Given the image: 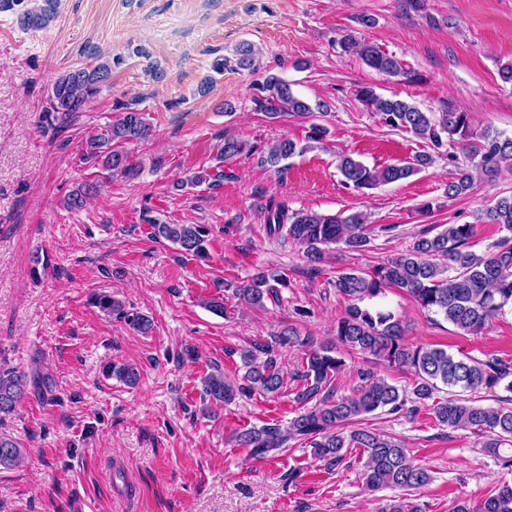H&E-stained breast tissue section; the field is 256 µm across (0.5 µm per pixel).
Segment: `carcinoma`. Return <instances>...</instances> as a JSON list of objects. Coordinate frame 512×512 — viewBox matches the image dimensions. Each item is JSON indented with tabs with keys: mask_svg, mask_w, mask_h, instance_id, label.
<instances>
[{
	"mask_svg": "<svg viewBox=\"0 0 512 512\" xmlns=\"http://www.w3.org/2000/svg\"><path fill=\"white\" fill-rule=\"evenodd\" d=\"M0 11L17 13L24 29L41 30L55 17V0H40L32 5L26 0H0ZM341 46L357 54L371 69L405 83L414 84L421 77L405 68L400 60L380 47L358 41L347 34ZM123 63L116 56L93 67L68 71L53 86L51 109L54 112H81L99 94L110 77L112 66ZM253 103L270 118L282 114L304 115L311 107L293 94L291 84L270 74L258 86ZM356 99L369 112L379 115L385 126L409 133L428 144L410 163L370 167L349 156L339 157L337 169L345 187L353 190L373 189L406 180L427 168L433 161L431 151L448 144L462 149L464 161L448 153V164L456 169L448 181L446 196L450 199L467 196L474 188V174L497 177L501 170L512 167V136L489 127L478 132L470 114L463 110L425 112L404 99L385 97L374 87L362 85L355 90ZM151 133L145 113L127 108L105 131L90 136L85 142V156L107 172L131 170L127 156L114 148L147 138ZM308 149L285 138L272 144L260 163L278 166ZM255 152V147L236 138L224 139V158L230 159ZM481 218L497 224L506 235L488 250L478 254L471 250L469 240L473 225L450 224L437 234L424 232L405 251L394 255L369 271L346 268L331 281L336 292L348 301L344 315L336 322V341L348 351L362 356L366 365L359 369L363 385L348 395H337L331 383L344 367L343 358L335 348L312 336H301L293 327H286L262 340H254L242 350L245 372L237 385L224 381L222 374L201 379L202 393L213 403L231 404L236 397L267 396L278 393L284 385L278 366L279 348L296 345L303 349L305 363L294 375L297 381L294 402L300 406L294 418L283 424L277 420L235 432L239 448L248 449L250 457H275L294 440L309 442L313 457L325 469L333 470L343 463L352 448L364 457L362 478L367 489L418 491L431 481L429 470L414 462L408 448L400 441L357 423L380 411L407 417L422 410L428 412L439 426L451 430H470L482 437L480 447L512 467V455L503 456L500 448L512 445V357L492 355L478 359L468 355L454 356L441 348L412 347L406 343L407 328L402 320L388 310L365 306L394 288L408 294L423 310L443 316L459 330L476 334L505 307L512 306V195L502 196L486 205ZM154 235L187 254H206V231L199 224H155ZM265 230L268 236L285 233L304 247L312 272L321 270L331 245L343 244L358 252L368 243L367 217L361 212L321 214L315 211H292L281 201L270 199L266 207ZM286 285L276 270H266L237 285L224 284V290L246 305L263 309L266 302L279 300L278 287ZM91 303L102 312L120 315L135 331L148 335L153 324L148 316L128 311L122 302L107 291L91 294ZM384 364L413 376L410 391L377 377L370 364ZM106 374L134 387L139 372L128 364L112 363ZM30 380L13 369L0 370V417L12 413L29 390ZM447 387L448 396L437 393ZM500 388L506 395L495 406H482L463 398L457 391L478 393ZM21 448L16 441L0 434V465L10 466L20 460ZM381 512H425L416 498L394 496ZM450 512H512V485L502 484L479 504L465 499L455 502Z\"/></svg>",
	"mask_w": 512,
	"mask_h": 512,
	"instance_id": "cac0c4a2",
	"label": "carcinoma"
}]
</instances>
